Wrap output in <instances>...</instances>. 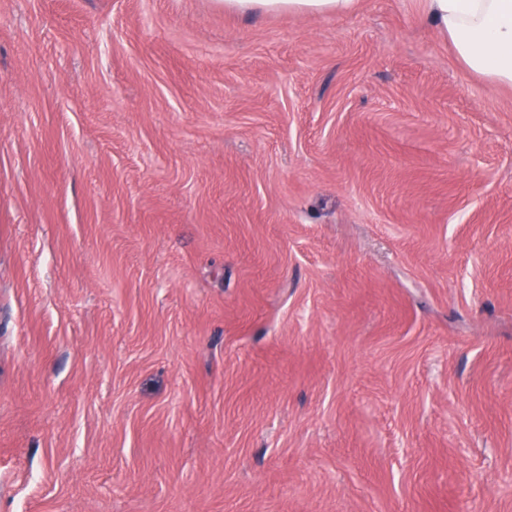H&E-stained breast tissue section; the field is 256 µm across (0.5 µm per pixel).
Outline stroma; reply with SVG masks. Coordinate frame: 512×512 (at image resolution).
Listing matches in <instances>:
<instances>
[{"label": "stroma", "mask_w": 512, "mask_h": 512, "mask_svg": "<svg viewBox=\"0 0 512 512\" xmlns=\"http://www.w3.org/2000/svg\"><path fill=\"white\" fill-rule=\"evenodd\" d=\"M0 512H512V86L421 0H0ZM224 10L241 14L288 12L336 14L350 12L356 0H219Z\"/></svg>", "instance_id": "1"}]
</instances>
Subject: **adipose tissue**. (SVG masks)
I'll return each mask as SVG.
<instances>
[{
	"label": "adipose tissue",
	"instance_id": "obj_1",
	"mask_svg": "<svg viewBox=\"0 0 512 512\" xmlns=\"http://www.w3.org/2000/svg\"><path fill=\"white\" fill-rule=\"evenodd\" d=\"M356 0H224L241 13L350 12ZM426 19L448 39L465 68L491 83L512 86V0H422Z\"/></svg>",
	"mask_w": 512,
	"mask_h": 512
}]
</instances>
